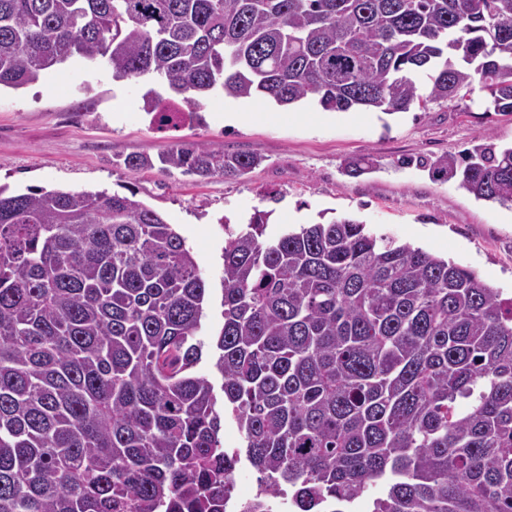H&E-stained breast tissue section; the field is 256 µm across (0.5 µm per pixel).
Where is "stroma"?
I'll return each mask as SVG.
<instances>
[{
  "instance_id": "1",
  "label": "stroma",
  "mask_w": 512,
  "mask_h": 512,
  "mask_svg": "<svg viewBox=\"0 0 512 512\" xmlns=\"http://www.w3.org/2000/svg\"><path fill=\"white\" fill-rule=\"evenodd\" d=\"M159 87L149 75L114 80L105 63L76 57L35 84L1 88L0 185L18 193L136 192L186 238L200 264L208 288L203 342L224 323V241L257 209L272 211L273 233L322 216L357 218L375 235L475 270L512 298V205L477 199L453 180H433L422 166L449 152L463 155L485 135L511 145V113H487L467 99L394 115L326 112L303 103L273 121L271 97L215 94L205 100L200 122L160 131L142 100ZM230 110L250 118L225 125ZM177 141L219 143L263 162L238 178L208 179L155 168L134 173L123 165L129 154L154 156ZM363 155L374 168L350 175L347 162Z\"/></svg>"
}]
</instances>
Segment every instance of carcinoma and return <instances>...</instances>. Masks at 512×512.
Returning a JSON list of instances; mask_svg holds the SVG:
<instances>
[{
	"label": "carcinoma",
	"mask_w": 512,
	"mask_h": 512,
	"mask_svg": "<svg viewBox=\"0 0 512 512\" xmlns=\"http://www.w3.org/2000/svg\"><path fill=\"white\" fill-rule=\"evenodd\" d=\"M79 56L153 75L160 127L199 99L391 115L479 92L512 113V0H0V87ZM429 164L512 203V146ZM262 158L176 142L126 169L238 177ZM224 241L223 396L196 371L206 282L131 195L0 186V512H512V300L343 218ZM231 414L245 448H224ZM258 479L259 474L243 458L235 475V496L247 495L252 489L255 490L258 485Z\"/></svg>",
	"instance_id": "obj_1"
}]
</instances>
